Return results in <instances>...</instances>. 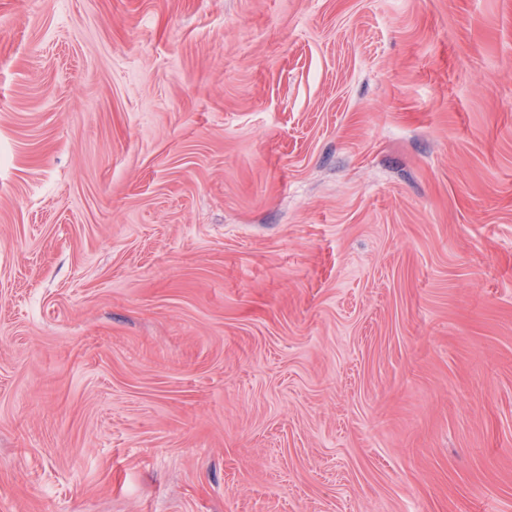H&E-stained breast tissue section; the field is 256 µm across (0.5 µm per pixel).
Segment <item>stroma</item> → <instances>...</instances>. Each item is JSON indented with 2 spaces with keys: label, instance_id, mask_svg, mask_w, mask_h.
<instances>
[{
  "label": "stroma",
  "instance_id": "35a3bbf8",
  "mask_svg": "<svg viewBox=\"0 0 512 512\" xmlns=\"http://www.w3.org/2000/svg\"><path fill=\"white\" fill-rule=\"evenodd\" d=\"M0 512H512V0H0Z\"/></svg>",
  "mask_w": 512,
  "mask_h": 512
}]
</instances>
